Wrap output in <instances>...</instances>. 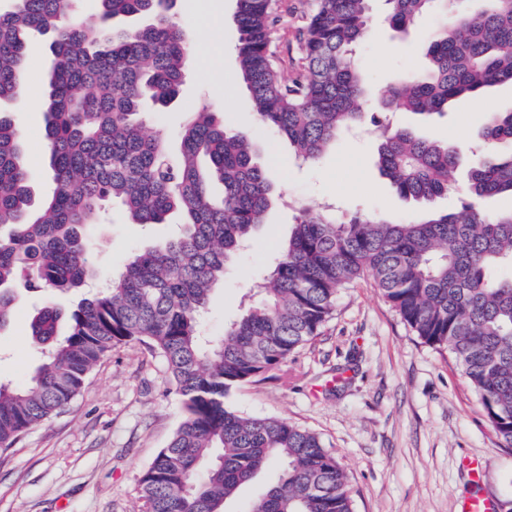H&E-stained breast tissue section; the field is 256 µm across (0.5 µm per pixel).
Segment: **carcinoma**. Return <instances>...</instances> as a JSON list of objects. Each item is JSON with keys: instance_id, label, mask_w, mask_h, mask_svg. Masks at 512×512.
<instances>
[{"instance_id": "obj_1", "label": "carcinoma", "mask_w": 512, "mask_h": 512, "mask_svg": "<svg viewBox=\"0 0 512 512\" xmlns=\"http://www.w3.org/2000/svg\"><path fill=\"white\" fill-rule=\"evenodd\" d=\"M99 2L94 25L75 20L76 0H12L0 11V105L18 93L30 32L45 37L52 56L43 112L55 184L34 206L24 146L0 110V329L19 289L67 293L97 276L90 229L106 204L119 203L134 224H163L174 210L185 222L72 309L37 310L30 336L43 361L24 384L0 383V451L68 406L112 349L138 341L164 358L183 409L139 480L140 512H227L275 462L278 479L245 512H354L347 475L319 434L276 416H247L228 397L286 365L320 334L339 293L365 275L418 338L452 354L500 446L512 448V275H496L512 269V210H430L451 189L448 172L464 163L470 196L512 197V151L497 149L512 144V111L488 113L485 152L472 162L449 139L381 118L442 115L462 96L512 84V0H386L385 21L397 31L436 5L447 21L424 47L425 72L399 78L376 113L365 111L356 54L372 27L370 0H315L302 65L289 78L274 42L278 0H236L238 79L260 124L302 162L357 127H373L380 173L422 216L338 220L302 209L255 283L260 299L221 336L202 335L201 314L265 222L275 187L226 118L192 116L176 154L163 129L143 132L144 99L166 105L177 97L192 47L168 15L174 0ZM124 19L138 23L113 26Z\"/></svg>"}]
</instances>
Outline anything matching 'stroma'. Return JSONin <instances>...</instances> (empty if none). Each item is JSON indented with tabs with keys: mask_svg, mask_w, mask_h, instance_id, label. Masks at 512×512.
Returning a JSON list of instances; mask_svg holds the SVG:
<instances>
[{
	"mask_svg": "<svg viewBox=\"0 0 512 512\" xmlns=\"http://www.w3.org/2000/svg\"><path fill=\"white\" fill-rule=\"evenodd\" d=\"M313 8L314 0L282 2L275 46L285 75L298 64ZM372 8L370 35L357 49L371 109L401 74L422 68V47L445 22L434 10L404 35L383 23L384 0H373ZM174 13L204 55L174 101L146 106L145 130L164 129L174 141L192 113H229L279 193L253 243L212 295L203 331L219 336L244 311L252 280L278 253L301 209L328 206L340 218L358 213L396 222L417 219L421 210L400 199L380 175L372 137H342L318 160L302 164L284 140L258 124L247 91L225 83L238 68L235 0H175ZM41 97L35 85L10 106L37 199L54 188L43 147L44 116L33 106ZM510 110L512 87L501 85L459 99L428 125L410 113L395 114L394 121L470 148L487 113ZM180 221L174 215L165 224H134L112 208L91 237L98 278H110L139 251L163 244ZM41 304L37 294L19 297L9 325L0 330V381L23 383L38 366L29 325ZM229 401L242 413L282 417L319 433L347 474L356 512H458L461 498L476 485L494 497L498 512H512V448L500 447L453 357L415 336L372 279L343 290L313 342L266 379L236 388ZM181 417L163 358L137 342L115 347L69 408L0 454V512H137L139 478Z\"/></svg>",
	"mask_w": 512,
	"mask_h": 512,
	"instance_id": "stroma-1",
	"label": "stroma"
}]
</instances>
